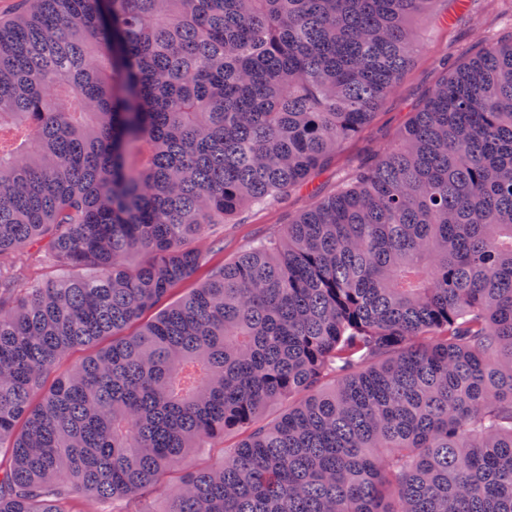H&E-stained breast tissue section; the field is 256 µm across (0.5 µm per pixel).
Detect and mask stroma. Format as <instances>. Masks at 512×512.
Instances as JSON below:
<instances>
[{
	"label": "stroma",
	"mask_w": 512,
	"mask_h": 512,
	"mask_svg": "<svg viewBox=\"0 0 512 512\" xmlns=\"http://www.w3.org/2000/svg\"><path fill=\"white\" fill-rule=\"evenodd\" d=\"M512 31V0H465L451 22L418 25L419 50L396 90L389 96L372 122L356 137L345 141L330 167L318 174L313 190L292 192L287 201L263 209H252L235 223L220 225L224 247L206 251L195 274L180 284L179 294L188 293L205 281L211 272L233 261L254 241L277 237L288 217L307 209L316 195L334 192L361 166L371 163L382 151L393 147L417 104L442 76L441 63H457L475 55L488 41Z\"/></svg>",
	"instance_id": "obj_1"
}]
</instances>
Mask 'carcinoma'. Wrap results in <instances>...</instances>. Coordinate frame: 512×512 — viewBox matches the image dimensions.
I'll use <instances>...</instances> for the list:
<instances>
[{
	"instance_id": "obj_1",
	"label": "carcinoma",
	"mask_w": 512,
	"mask_h": 512,
	"mask_svg": "<svg viewBox=\"0 0 512 512\" xmlns=\"http://www.w3.org/2000/svg\"><path fill=\"white\" fill-rule=\"evenodd\" d=\"M438 3L23 0L0 22V512H139L173 477L168 512H512V37L169 300L190 243L371 122ZM21 252L92 274L28 285ZM241 437L235 433H229L224 436V442L218 443L214 448H199L198 450L186 455L179 464L180 470H189L202 462L214 461L222 454L223 448H233L239 442Z\"/></svg>"
}]
</instances>
